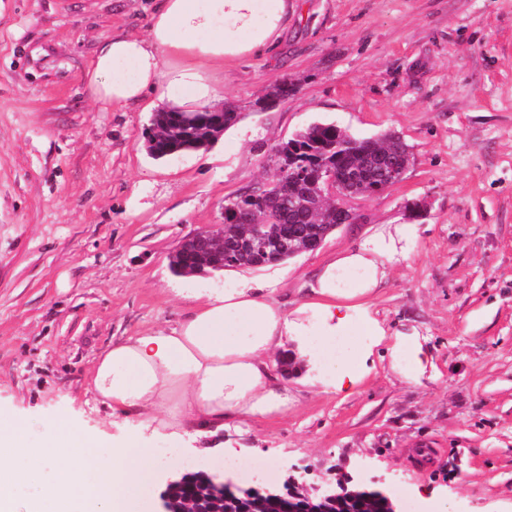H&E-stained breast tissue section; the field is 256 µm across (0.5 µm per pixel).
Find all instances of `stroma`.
<instances>
[{
  "label": "stroma",
  "mask_w": 512,
  "mask_h": 512,
  "mask_svg": "<svg viewBox=\"0 0 512 512\" xmlns=\"http://www.w3.org/2000/svg\"><path fill=\"white\" fill-rule=\"evenodd\" d=\"M149 0H0V405L39 442L66 412L123 430L86 384L112 341L169 328L223 273L178 276L169 257L223 221L225 198L265 181L274 145L315 121L398 133L414 163L355 201L359 222L253 270L302 300L316 267L424 202L420 240L375 304L417 334L420 374L384 348L351 395L305 388L279 419L248 423L254 458L283 489L343 478L427 512H512V0H303L281 45L217 73L238 123L208 148L151 158L161 102L109 106L85 90L100 40L145 35ZM289 78L288 99L254 103Z\"/></svg>",
  "instance_id": "35a3bbf8"
}]
</instances>
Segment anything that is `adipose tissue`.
I'll use <instances>...</instances> for the list:
<instances>
[{
  "instance_id": "adipose-tissue-1",
  "label": "adipose tissue",
  "mask_w": 512,
  "mask_h": 512,
  "mask_svg": "<svg viewBox=\"0 0 512 512\" xmlns=\"http://www.w3.org/2000/svg\"><path fill=\"white\" fill-rule=\"evenodd\" d=\"M296 10L295 0H154L146 35L100 42L86 88L105 105L153 95L203 111L220 95L210 70L275 45ZM419 238L413 222L378 225L322 262L291 309L237 269L233 287L174 328L113 341L88 385L122 419L117 439L60 415L34 445L27 422L0 408V512H150V435L180 444L200 423L225 430L285 414L295 395L282 360L301 361L323 393L352 394L386 334L372 300Z\"/></svg>"
}]
</instances>
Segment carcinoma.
Instances as JSON below:
<instances>
[{"label":"carcinoma","mask_w":512,"mask_h":512,"mask_svg":"<svg viewBox=\"0 0 512 512\" xmlns=\"http://www.w3.org/2000/svg\"><path fill=\"white\" fill-rule=\"evenodd\" d=\"M240 113L232 107H224L222 113L204 112L200 121L184 126L178 113L161 110L154 113L145 134L147 152L155 158H163L186 151L197 150L207 140H214L222 130L238 122ZM273 161L282 162L288 170L279 178L264 181L237 194L224 204V225L227 232L237 228V214L251 210L252 222L264 224L270 208L281 210L290 224L317 227L322 232L329 225L341 220L335 203L322 193L320 175L332 168L341 175L358 177L357 189L363 195L374 193L377 183L374 167L376 155L381 152L390 156L395 164L408 168L414 162L409 146L394 133L377 137L357 138L334 123L314 122L296 132L286 142L272 148ZM296 256L270 246L252 261L236 260L234 251H224V268H258L283 263ZM170 268L174 273L185 274L193 266V259L183 250L170 256Z\"/></svg>","instance_id":"1"}]
</instances>
